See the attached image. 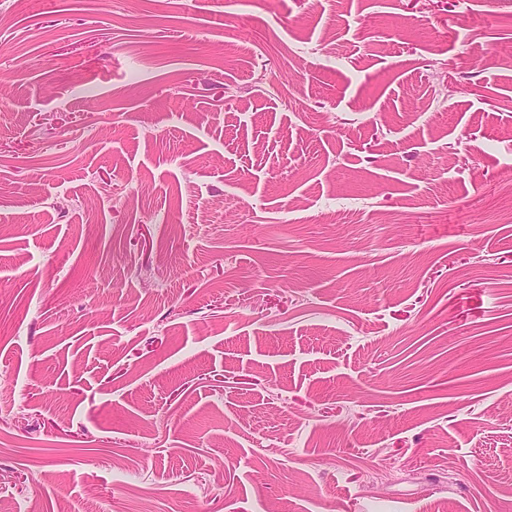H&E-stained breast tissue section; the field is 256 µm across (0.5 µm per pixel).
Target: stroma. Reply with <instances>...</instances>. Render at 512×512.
Listing matches in <instances>:
<instances>
[{
	"mask_svg": "<svg viewBox=\"0 0 512 512\" xmlns=\"http://www.w3.org/2000/svg\"><path fill=\"white\" fill-rule=\"evenodd\" d=\"M0 0V512H512V0Z\"/></svg>",
	"mask_w": 512,
	"mask_h": 512,
	"instance_id": "35a3bbf8",
	"label": "stroma"
}]
</instances>
